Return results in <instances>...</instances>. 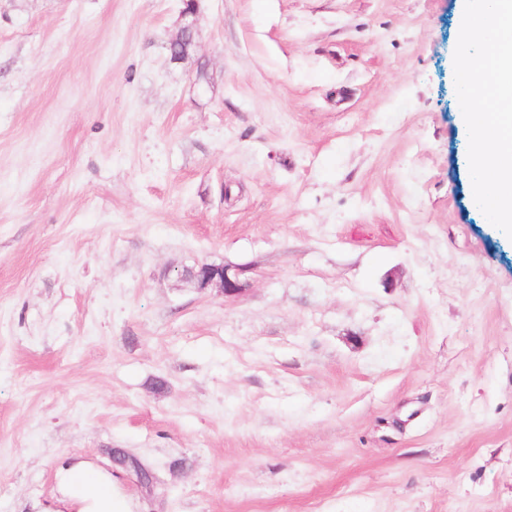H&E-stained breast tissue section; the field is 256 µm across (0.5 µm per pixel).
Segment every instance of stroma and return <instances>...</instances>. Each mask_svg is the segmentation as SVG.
<instances>
[{
  "label": "stroma",
  "mask_w": 512,
  "mask_h": 512,
  "mask_svg": "<svg viewBox=\"0 0 512 512\" xmlns=\"http://www.w3.org/2000/svg\"><path fill=\"white\" fill-rule=\"evenodd\" d=\"M0 0V512H512V239L464 0ZM240 270L241 293L183 269ZM55 480L57 492L76 505L75 512H132L112 471L78 461L59 469Z\"/></svg>",
  "instance_id": "1"
}]
</instances>
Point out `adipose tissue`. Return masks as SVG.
I'll return each mask as SVG.
<instances>
[{
    "label": "adipose tissue",
    "mask_w": 512,
    "mask_h": 512,
    "mask_svg": "<svg viewBox=\"0 0 512 512\" xmlns=\"http://www.w3.org/2000/svg\"><path fill=\"white\" fill-rule=\"evenodd\" d=\"M56 490L77 512H132L117 475L86 461L64 466L55 476Z\"/></svg>",
    "instance_id": "1"
}]
</instances>
